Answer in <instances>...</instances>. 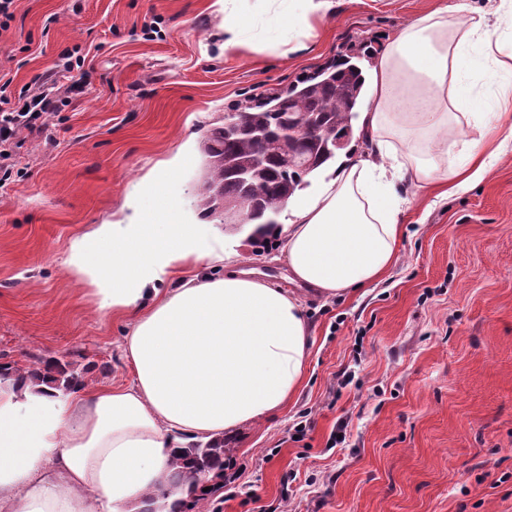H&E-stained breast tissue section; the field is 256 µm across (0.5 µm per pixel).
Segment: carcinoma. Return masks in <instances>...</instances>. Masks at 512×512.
Masks as SVG:
<instances>
[{
    "label": "carcinoma",
    "instance_id": "1",
    "mask_svg": "<svg viewBox=\"0 0 512 512\" xmlns=\"http://www.w3.org/2000/svg\"><path fill=\"white\" fill-rule=\"evenodd\" d=\"M361 71L354 64L321 72L316 78L303 79L292 92L282 96H267L248 107L250 126L238 133L216 126L203 141L205 164L197 184V197L204 215L215 216L212 208L215 197L224 201L237 198L248 191L255 200V209L248 222L264 220L275 223L285 202L301 186L305 178L336 155L338 141L352 134V119L363 90ZM314 120L320 129L319 141L310 145L297 139L284 145L285 126L303 118ZM261 127L266 131L263 143H257L250 131ZM263 153L265 162L257 169L252 162L257 153ZM298 155L308 161L305 167L290 166L286 155ZM251 168L248 183L234 175V170ZM88 369H78L64 357H37L28 366L12 362L0 365V381L18 376L33 380H48L63 393L87 385ZM231 449L224 447V438L197 442L186 448H177L168 461L166 484L147 494L141 512H157L163 504L165 512H185L193 509L204 512L207 502L223 489L224 456ZM210 490L203 491L204 482Z\"/></svg>",
    "mask_w": 512,
    "mask_h": 512
}]
</instances>
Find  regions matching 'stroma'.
I'll return each instance as SVG.
<instances>
[{"label":"stroma","mask_w":512,"mask_h":512,"mask_svg":"<svg viewBox=\"0 0 512 512\" xmlns=\"http://www.w3.org/2000/svg\"><path fill=\"white\" fill-rule=\"evenodd\" d=\"M440 4L332 0L283 56L260 0L245 9L252 43L234 53L220 0H16L0 30L12 91L74 48L93 84L62 107L53 142L18 149L0 190V361L65 355L90 365L89 386L130 381L129 321L67 277L72 239L124 218L141 181L185 143L192 159L168 187L169 219L205 223L201 146L225 113L379 52ZM400 222L383 281L331 299L297 289L314 338L305 381L273 417L225 437L240 476L221 512H512V144L481 182L414 202ZM239 267L289 285L278 241L242 248ZM345 368L354 379L343 386Z\"/></svg>","instance_id":"obj_1"}]
</instances>
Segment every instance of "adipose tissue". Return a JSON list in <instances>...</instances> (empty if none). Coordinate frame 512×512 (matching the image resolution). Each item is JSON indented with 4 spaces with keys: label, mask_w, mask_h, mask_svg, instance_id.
<instances>
[{
    "label": "adipose tissue",
    "mask_w": 512,
    "mask_h": 512,
    "mask_svg": "<svg viewBox=\"0 0 512 512\" xmlns=\"http://www.w3.org/2000/svg\"><path fill=\"white\" fill-rule=\"evenodd\" d=\"M281 2L273 28L288 37L330 7ZM497 30L458 0L383 45L356 120L371 152L328 162L270 230L285 242L289 281L325 297L379 281L411 204L403 183L454 194L495 165L512 142V49ZM475 59L506 79L494 111L473 93ZM189 157L182 149L145 181L126 220L72 239L67 276L98 309L132 318L122 343L132 380L68 394L0 382V512H141L171 449L264 420L301 386L313 340L299 298L232 267L256 225L226 235L163 221L166 187Z\"/></svg>",
    "instance_id": "ef3b65f1"
}]
</instances>
